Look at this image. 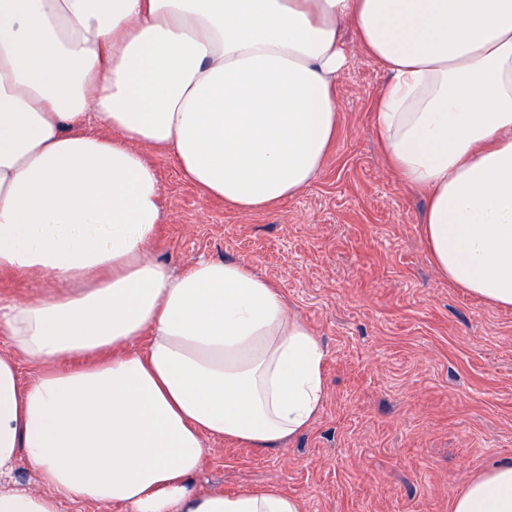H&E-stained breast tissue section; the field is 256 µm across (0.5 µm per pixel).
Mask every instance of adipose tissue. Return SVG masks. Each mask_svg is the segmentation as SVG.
I'll use <instances>...</instances> for the list:
<instances>
[{"label":"adipose tissue","instance_id":"obj_1","mask_svg":"<svg viewBox=\"0 0 512 512\" xmlns=\"http://www.w3.org/2000/svg\"><path fill=\"white\" fill-rule=\"evenodd\" d=\"M345 23L389 75L377 126L428 197L434 265L512 308V0H0V272L59 285L0 303V483L24 458L40 484L0 492V512H302L274 486L190 485L204 438L303 432L326 352L249 266L151 256L142 150L241 212L298 195L336 135ZM452 512H512V463Z\"/></svg>","mask_w":512,"mask_h":512}]
</instances>
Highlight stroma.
<instances>
[{
  "label": "stroma",
  "instance_id": "stroma-1",
  "mask_svg": "<svg viewBox=\"0 0 512 512\" xmlns=\"http://www.w3.org/2000/svg\"><path fill=\"white\" fill-rule=\"evenodd\" d=\"M339 126L299 195L243 213L185 181L147 147L161 181L150 245L175 272L205 260L254 268L326 351L325 400L301 434L262 451L210 439L200 492L269 485L303 512H451L454 498L512 460V309L442 278L422 234L426 196L380 143L373 101L387 73L343 28Z\"/></svg>",
  "mask_w": 512,
  "mask_h": 512
}]
</instances>
